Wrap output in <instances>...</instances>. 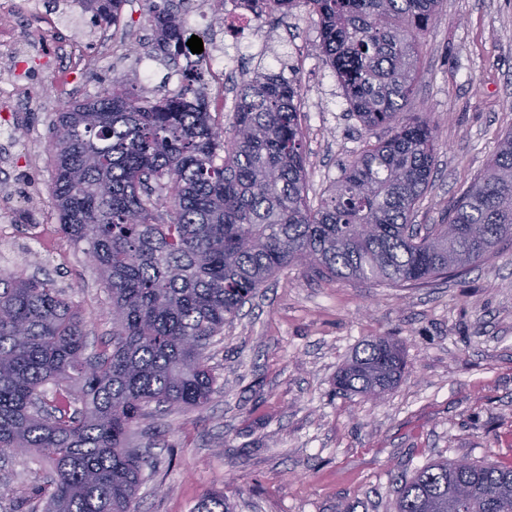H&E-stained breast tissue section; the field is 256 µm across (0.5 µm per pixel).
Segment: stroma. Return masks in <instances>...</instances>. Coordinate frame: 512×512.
Returning <instances> with one entry per match:
<instances>
[{
  "instance_id": "stroma-1",
  "label": "stroma",
  "mask_w": 512,
  "mask_h": 512,
  "mask_svg": "<svg viewBox=\"0 0 512 512\" xmlns=\"http://www.w3.org/2000/svg\"><path fill=\"white\" fill-rule=\"evenodd\" d=\"M128 0L110 27L112 63L31 71L41 107L2 109L24 149L0 165L10 195H34L32 209L0 213V236L18 261L0 264L62 288L83 322L88 354L112 334L111 299L90 257L61 230L50 191L47 151L56 112L111 89L113 79L150 99L179 90L174 69L141 59L153 37L149 4ZM263 43L240 55L224 77V97L204 94L232 135L238 90L267 67L300 87L308 201L317 204L362 149L368 134L350 116L333 71L315 53L320 29L300 6L260 21ZM186 35L237 54L206 6L187 12ZM414 109L438 125L431 185L412 223L443 224L512 129V0H444L422 49ZM374 336L403 348L407 368L383 399L338 394L342 364ZM216 391L203 407L143 417L137 443L150 447L159 473L139 490V512H193L220 491L235 512H394L398 477L435 460L512 463V244L491 261L423 288L319 279L291 267L270 278L207 350ZM52 471L19 452L0 459V512H41L32 488Z\"/></svg>"
}]
</instances>
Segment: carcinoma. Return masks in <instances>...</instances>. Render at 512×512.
<instances>
[{"instance_id": "obj_1", "label": "carcinoma", "mask_w": 512, "mask_h": 512, "mask_svg": "<svg viewBox=\"0 0 512 512\" xmlns=\"http://www.w3.org/2000/svg\"><path fill=\"white\" fill-rule=\"evenodd\" d=\"M90 24L117 23L125 0H88ZM257 18L299 5L317 17L315 52L349 110L390 136L365 145L317 207L307 200L294 81L268 70L238 92L232 137L211 124L197 85L150 100L122 80L56 113L48 144L62 231L93 257L112 299V350L85 355L82 321L62 292L23 271L0 279V455L49 459L44 512H137L158 459L129 445L144 409H195L215 379L210 340L277 272L302 266L348 282L419 288L496 257L512 241V131L448 223L421 234L437 127L407 112L422 45L442 0H234ZM184 0L152 6V53L183 47ZM167 209L169 219L159 214ZM405 369L387 336L365 341L336 375L345 395L379 400ZM53 384L74 397L46 399ZM396 512H512V464L430 463L401 480ZM195 512H231L224 496Z\"/></svg>"}]
</instances>
